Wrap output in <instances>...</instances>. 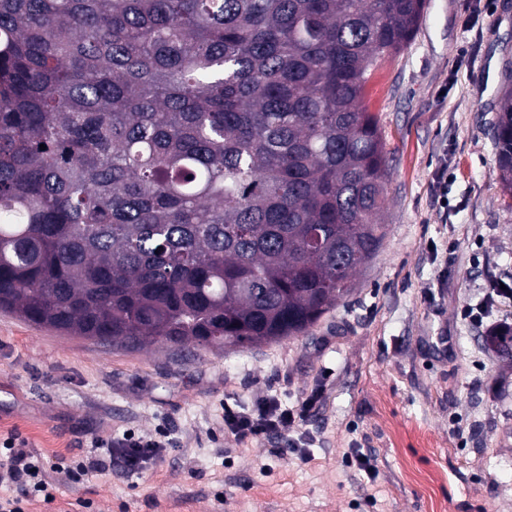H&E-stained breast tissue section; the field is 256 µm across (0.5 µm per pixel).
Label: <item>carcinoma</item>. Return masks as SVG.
<instances>
[{
    "label": "carcinoma",
    "mask_w": 512,
    "mask_h": 512,
    "mask_svg": "<svg viewBox=\"0 0 512 512\" xmlns=\"http://www.w3.org/2000/svg\"><path fill=\"white\" fill-rule=\"evenodd\" d=\"M425 7L0 0V309L125 348L307 332L386 235L363 98ZM505 82L512 194L509 63Z\"/></svg>",
    "instance_id": "obj_1"
}]
</instances>
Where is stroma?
<instances>
[{
  "label": "stroma",
  "mask_w": 512,
  "mask_h": 512,
  "mask_svg": "<svg viewBox=\"0 0 512 512\" xmlns=\"http://www.w3.org/2000/svg\"><path fill=\"white\" fill-rule=\"evenodd\" d=\"M512 62V0H427L420 30L366 85L388 180V234L345 303L307 333L255 347L155 343L127 352L0 310V435L78 458L125 431L170 447L137 474L51 473L30 512H512V358L483 345L466 303L512 285V198L488 127ZM448 170V204L434 181ZM323 391L290 438L240 442L224 408ZM361 452L368 469L351 464Z\"/></svg>",
  "instance_id": "1"
}]
</instances>
